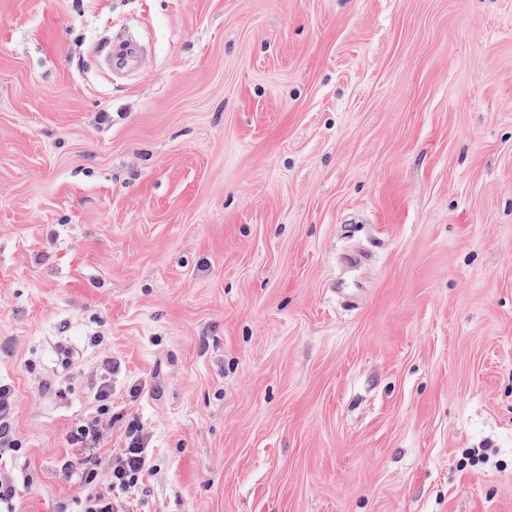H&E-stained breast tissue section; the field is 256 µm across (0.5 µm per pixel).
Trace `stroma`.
<instances>
[{
  "mask_svg": "<svg viewBox=\"0 0 512 512\" xmlns=\"http://www.w3.org/2000/svg\"><path fill=\"white\" fill-rule=\"evenodd\" d=\"M106 355L140 512H512V0H0L15 512ZM113 65L116 68H133L138 61L135 47L129 43L112 42L110 51Z\"/></svg>",
  "mask_w": 512,
  "mask_h": 512,
  "instance_id": "35a3bbf8",
  "label": "stroma"
}]
</instances>
